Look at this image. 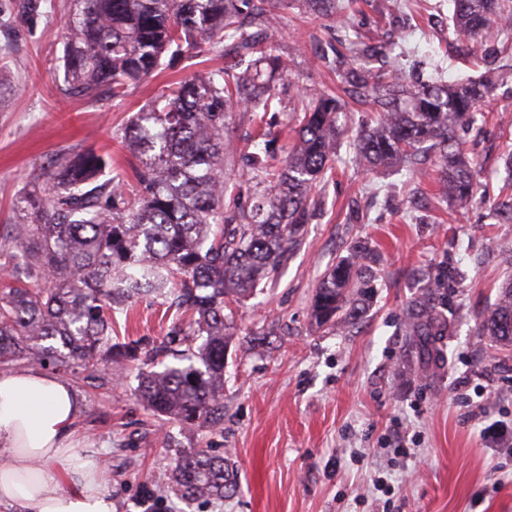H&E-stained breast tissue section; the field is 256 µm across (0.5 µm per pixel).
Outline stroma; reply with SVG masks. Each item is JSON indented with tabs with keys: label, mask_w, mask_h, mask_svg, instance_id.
<instances>
[{
	"label": "stroma",
	"mask_w": 512,
	"mask_h": 512,
	"mask_svg": "<svg viewBox=\"0 0 512 512\" xmlns=\"http://www.w3.org/2000/svg\"><path fill=\"white\" fill-rule=\"evenodd\" d=\"M19 0H0V64L14 87L0 99V233L14 203L49 161L88 147L108 148L126 164L118 135L161 87L222 67L223 59L177 56L123 103L88 104L62 94L63 22L69 0H40L36 21ZM449 0H423L409 22L378 14L366 0L348 9L354 26L392 40L395 68L419 79L474 78L479 46L452 32ZM265 30L288 58L278 81L283 100L331 86L320 61L338 23L303 13L298 0ZM466 131L483 164L481 188L499 192L492 134L512 130V95L497 94ZM292 115L242 109L228 113L233 148L224 179L246 203L254 182L246 155L259 133L275 140L278 159L293 144ZM358 241L375 249L381 276L359 325L345 331L311 324L309 307L325 270ZM512 224L495 223L484 204L454 205L439 194L431 165L412 177L387 169L366 174L338 166L320 188L317 217L302 245L262 293L234 307L224 369L221 432L185 429L153 416L134 393V377L98 386L68 375L83 401L76 422L80 452L107 476L113 512H512V351L491 350L478 334L483 315L512 278ZM463 274L438 309L449 321L432 366L402 334L406 307L420 290L413 270L437 276L448 264ZM189 329L162 300L144 297L112 317V335L149 348L184 349ZM208 448L228 457L236 490L219 501L183 503L167 492L179 455Z\"/></svg>",
	"instance_id": "stroma-1"
}]
</instances>
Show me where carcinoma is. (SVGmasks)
<instances>
[{"instance_id": "carcinoma-1", "label": "carcinoma", "mask_w": 512, "mask_h": 512, "mask_svg": "<svg viewBox=\"0 0 512 512\" xmlns=\"http://www.w3.org/2000/svg\"><path fill=\"white\" fill-rule=\"evenodd\" d=\"M264 0H71L64 21L63 86L69 97L112 101L153 76L164 54L187 49L224 58V66L164 86L122 132L140 185L127 198V172L94 149L59 156L48 183L25 191L16 221L0 238L9 282L0 288V366L13 362L107 369L122 380L137 370V395L153 414L215 431L224 423V363L230 305L255 294L300 247L311 205L326 175L342 162L344 101L300 96L295 142L281 165L272 141L248 155L255 191L248 205L224 215V118L233 107L278 112L275 81L287 62L260 38L277 22ZM315 17H340L338 46L321 55L342 92L371 114L359 127L348 162L367 172L436 165L442 198L468 203L478 163L458 130L477 121L479 106L506 85L487 69L478 78L413 81L394 69L386 48L355 35L340 0H301ZM455 34L481 46L512 49V0H451ZM503 186L493 215L512 224V142L503 146ZM366 243L338 259L315 289L310 319L349 329L371 305L378 272ZM442 278L427 280L408 312L412 345L435 361ZM174 296L189 317L187 348L173 355L112 340V313L143 296ZM481 335L512 348V282L502 286ZM173 356V361L166 358ZM235 485L224 456L198 450L177 457L168 477L174 498L222 500Z\"/></svg>"}]
</instances>
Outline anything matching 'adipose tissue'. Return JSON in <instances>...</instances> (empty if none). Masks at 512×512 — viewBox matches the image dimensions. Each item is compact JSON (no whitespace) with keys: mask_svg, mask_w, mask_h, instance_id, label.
Returning a JSON list of instances; mask_svg holds the SVG:
<instances>
[{"mask_svg":"<svg viewBox=\"0 0 512 512\" xmlns=\"http://www.w3.org/2000/svg\"><path fill=\"white\" fill-rule=\"evenodd\" d=\"M82 401L33 367L0 371V506L9 512H112L96 462L77 451Z\"/></svg>","mask_w":512,"mask_h":512,"instance_id":"adipose-tissue-1","label":"adipose tissue"}]
</instances>
